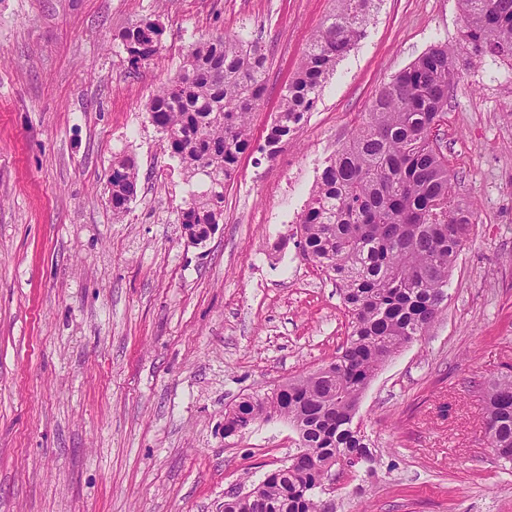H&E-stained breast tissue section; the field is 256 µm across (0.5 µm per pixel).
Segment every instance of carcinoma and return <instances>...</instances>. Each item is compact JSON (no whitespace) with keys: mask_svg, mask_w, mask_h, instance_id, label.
<instances>
[{"mask_svg":"<svg viewBox=\"0 0 512 512\" xmlns=\"http://www.w3.org/2000/svg\"><path fill=\"white\" fill-rule=\"evenodd\" d=\"M335 2L283 94L267 134L271 155L291 139L327 75L364 37L378 0ZM458 4L470 56L512 60V0ZM161 34L153 21L126 29L121 39L131 63L156 55ZM456 56V47L434 45L384 83L314 185L300 219L301 253L342 283L351 331L334 360L224 413L226 437L246 416L285 418L299 435L288 464L252 494L224 501V512H322V474L346 467L355 480L376 468L367 436L354 422L361 398L383 364L435 322L471 231L469 212L454 198L439 128ZM265 70L259 45L219 36L196 44L148 105L149 121L190 186V224L220 221L226 183L251 145L249 119L262 99ZM109 181L112 216L119 220L137 193L135 161L118 160ZM481 394L488 447L511 463L512 373Z\"/></svg>","mask_w":512,"mask_h":512,"instance_id":"1","label":"carcinoma"}]
</instances>
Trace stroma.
<instances>
[{
    "mask_svg": "<svg viewBox=\"0 0 512 512\" xmlns=\"http://www.w3.org/2000/svg\"><path fill=\"white\" fill-rule=\"evenodd\" d=\"M334 0H0V512H224L298 446L287 420L224 434V413L333 359L349 314L303 260L312 187L391 75L462 39L458 0H380L359 44L275 157L281 98ZM163 28L131 64L122 33ZM258 42L265 92L223 218L187 243L177 160L151 98L191 48ZM473 230L425 336L378 371L356 415L374 481L334 512H512V464L484 438L479 384L512 367V61L459 66L441 126ZM132 156L113 221L107 179ZM108 200L112 205V216L120 220L128 210L130 201L136 196L138 183V169L131 157H123L112 167L108 179Z\"/></svg>",
    "mask_w": 512,
    "mask_h": 512,
    "instance_id": "obj_1",
    "label": "stroma"
}]
</instances>
